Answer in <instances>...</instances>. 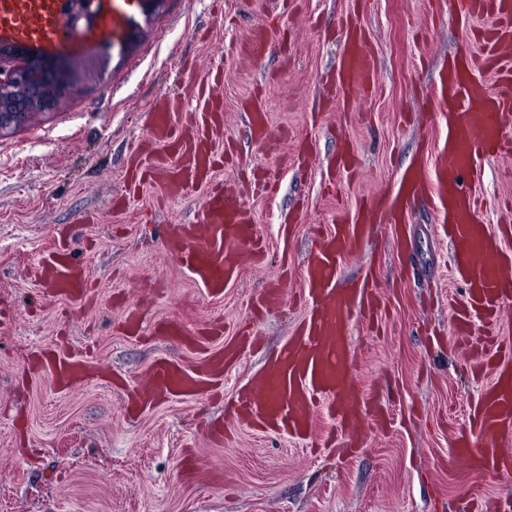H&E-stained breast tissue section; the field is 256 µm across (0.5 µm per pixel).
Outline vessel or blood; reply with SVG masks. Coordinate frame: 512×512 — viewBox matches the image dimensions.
<instances>
[{
	"mask_svg": "<svg viewBox=\"0 0 512 512\" xmlns=\"http://www.w3.org/2000/svg\"><path fill=\"white\" fill-rule=\"evenodd\" d=\"M58 4L59 0H0V43L26 44L41 57L64 56L87 48L97 33L124 37L140 11V0H98L95 33L77 34L61 23ZM448 9L464 21H483L484 26L480 38L464 39L458 64L442 82L438 107L448 113V134L438 147L434 171L428 174L420 169L404 176L401 192L375 197L365 210L372 215L395 209L422 193L440 209L450 230V269L465 282L468 293L466 305H452L451 324L455 335L473 336L472 317L483 316L486 328L473 338L481 368L492 375L470 412L468 427L456 435L448 462L462 461L476 474L508 482L512 466L497 444L512 439V346L502 345L501 332L492 322L501 306L512 301V248L484 221L480 197L465 187L463 176L477 174L489 156L512 154V58L501 51L504 44L512 43V0H448ZM487 73L494 77V86L486 85L483 76ZM375 75V61L364 39L351 34L336 65L337 96L365 88ZM216 121L215 113L199 112L195 128L184 133L169 111L158 110L150 138L171 161L172 185L208 188L203 228L168 225L162 246L213 297L222 296L225 285L241 270L260 264L265 252L247 213L223 189L212 185L219 157L211 138ZM371 232V225L358 220L339 223L315 244L304 274L309 309L281 355L262 375L257 391L238 400L240 416L252 426L283 429L301 438L312 436L320 400L326 403L335 427H354L368 413L382 416L384 407L377 396L362 398L356 393V362L347 340L350 315L364 309L378 311L381 301L365 298L360 288L339 291L333 286L341 257L362 245ZM38 275L56 295L82 299L89 293L90 276L73 262L65 240H58ZM154 330L191 348L207 342L206 333L187 334L173 321H158ZM253 340L249 330H241L236 340L208 354L196 370L158 363L149 390L140 395L141 402L203 394V380L223 378L235 346ZM44 365L63 383L78 379L85 370L82 361L62 351L46 358Z\"/></svg>",
	"mask_w": 512,
	"mask_h": 512,
	"instance_id": "vessel-or-blood-1",
	"label": "vessel or blood"
}]
</instances>
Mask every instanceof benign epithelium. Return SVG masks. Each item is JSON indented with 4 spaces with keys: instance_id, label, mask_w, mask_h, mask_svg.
Masks as SVG:
<instances>
[{
    "instance_id": "benign-epithelium-1",
    "label": "benign epithelium",
    "mask_w": 512,
    "mask_h": 512,
    "mask_svg": "<svg viewBox=\"0 0 512 512\" xmlns=\"http://www.w3.org/2000/svg\"><path fill=\"white\" fill-rule=\"evenodd\" d=\"M93 0H75L71 15L72 29H78L80 21L91 24L95 11ZM33 58L15 46L0 45V132L25 123L33 114L50 109L57 90L63 83L59 72L49 74L38 85L31 83L28 73Z\"/></svg>"
}]
</instances>
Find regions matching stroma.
I'll list each match as a JSON object with an SVG mask.
<instances>
[{"instance_id":"stroma-1","label":"stroma","mask_w":512,"mask_h":512,"mask_svg":"<svg viewBox=\"0 0 512 512\" xmlns=\"http://www.w3.org/2000/svg\"><path fill=\"white\" fill-rule=\"evenodd\" d=\"M352 19L376 77L334 108L321 80ZM260 29L270 50L254 59L243 45ZM466 33L447 0H294L288 13L281 0H146L124 41L101 36L57 58L69 87L56 106L0 133V512H467L475 486L485 512H504V483L448 464L488 378L474 367V347L453 334L448 301L463 299L466 285L449 274L448 237L427 200L399 223L379 224L338 269L337 287L368 282L388 305L379 330L361 319L350 326L358 392L379 391L387 403L385 426L368 417L345 431L361 453L339 460L312 441L225 418L303 315L312 235L353 220L406 172L433 167L447 134L436 91ZM217 73L224 123L213 144L233 147L235 159L214 181L249 211L268 253L212 299L160 244L164 225L200 223L204 189L167 194L169 160L157 149L152 180L127 194L126 162L160 101L177 102L176 121L190 128L196 87ZM255 102L273 131L265 147L248 134ZM346 142L360 167L339 173L331 194L321 169ZM474 184L489 224L512 217L503 210L512 157L488 159ZM58 235L93 281L88 299L55 296L36 274ZM283 273L281 307L256 322L258 346L240 352L219 395L170 398L129 416V399L159 358L193 369L206 356L125 334L129 311L147 327L168 319L190 333L221 328L216 350ZM58 345L89 362L68 389L32 365ZM216 418L221 441L206 428ZM188 449L196 472L185 476Z\"/></svg>"}]
</instances>
